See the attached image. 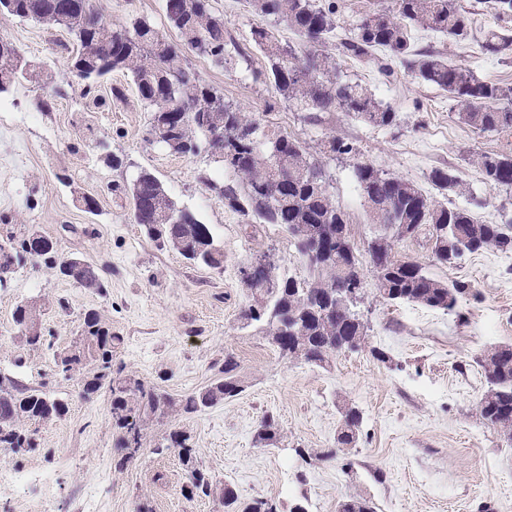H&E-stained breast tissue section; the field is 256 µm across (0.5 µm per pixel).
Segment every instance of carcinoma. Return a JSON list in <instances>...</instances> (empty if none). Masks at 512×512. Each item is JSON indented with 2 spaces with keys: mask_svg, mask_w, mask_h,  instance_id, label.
Here are the masks:
<instances>
[{
  "mask_svg": "<svg viewBox=\"0 0 512 512\" xmlns=\"http://www.w3.org/2000/svg\"><path fill=\"white\" fill-rule=\"evenodd\" d=\"M62 2L72 6L66 29L77 41L71 70L79 71L81 80L88 83L115 71L129 73L141 105L150 113L144 141L162 147L168 138L198 143L200 153L223 164L224 178L215 189L224 206L258 224L278 225L293 239L310 278L286 277L279 267H272L268 278L250 284L249 302L239 315L241 328L265 336L288 359L319 366L329 363L343 347L361 345L367 339V326L356 305L339 293L341 287L353 284L360 261L345 213L328 190L322 163L301 141L286 134L271 135L258 118L224 103L216 88L189 70L190 55L222 70L235 55L248 58L247 49L226 35L224 18L216 14L211 0H165V17L179 32V43L170 41L144 17L114 27L96 13L93 3L84 0H9L0 9V18L25 14L37 22H54L62 13L57 8ZM247 3L259 17L250 30L252 44L266 60L264 68L248 69L253 81L270 85L275 97L296 112L341 109L374 126L393 125L396 112L390 106L378 101L362 83L343 78L336 61L319 52L338 27L336 0ZM486 4L496 26L486 31L483 51L512 53V0H486ZM267 19L287 23L309 52L300 56L282 43L273 27L265 23ZM420 28L461 43L471 35V12L456 0H395V7L376 9L356 21L342 46L359 58L385 52L390 61L403 65L415 78L447 92L465 124L481 131H512V84L480 79L440 54L414 50L413 32ZM16 51L11 41L0 36V83L8 88L21 82L44 89L54 86L55 72L46 63L29 71L16 69ZM475 163L486 185L512 190V153L479 154ZM353 174L373 223L385 229L404 224L430 227L431 251L438 263L451 265L466 254L483 251L512 254V222L482 224L470 210L450 207L416 183L388 176L362 161L354 163ZM428 181L442 191L460 187V180L442 169L432 170ZM129 192L137 205L134 222L143 225L149 237L181 255L196 256L198 263L210 268L224 265V252L215 245L209 225L179 207L156 176L140 172ZM31 235L30 230L4 229L0 234L1 272H8L14 261L25 255L51 257L52 240L45 239L43 250L35 251L28 245ZM397 241L394 233L386 232L367 245L379 296L387 302L453 310L468 286L439 281L417 262L396 257ZM53 264L61 275L70 270V280L85 288H102L96 269L78 257H62ZM80 336L77 350L67 346L55 354L56 374L69 380L89 367L91 371L81 377L83 393L89 396L103 388L108 390L112 418L121 430L117 443L120 467L140 451L147 420L179 412L196 413L243 391L236 375L237 363L231 356L224 358V377L199 392L175 399L123 374L120 368L112 369V353L122 339L112 335L98 313L85 315ZM480 366L487 389L478 403L479 417L512 442V344L487 352ZM66 413L63 400L11 378H0L1 448L17 453L34 447L23 423L44 422ZM361 423L359 410L348 408L337 443H356ZM278 437L275 421L267 417L257 428L254 441L266 447ZM168 441L158 452L166 449L177 454L190 473L184 487L187 497L219 492L226 512H276L267 500L243 502L230 486L219 488L199 464L187 437L172 432Z\"/></svg>",
  "mask_w": 512,
  "mask_h": 512,
  "instance_id": "1",
  "label": "carcinoma"
}]
</instances>
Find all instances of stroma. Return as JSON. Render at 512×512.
Returning a JSON list of instances; mask_svg holds the SVG:
<instances>
[{"label":"stroma","mask_w":512,"mask_h":512,"mask_svg":"<svg viewBox=\"0 0 512 512\" xmlns=\"http://www.w3.org/2000/svg\"><path fill=\"white\" fill-rule=\"evenodd\" d=\"M335 36L323 51L348 79L367 85L392 107L396 122L370 125L342 112L308 113L275 101L270 86L246 80L251 61L234 59L229 71L191 58L197 75L229 102L256 115L266 130L304 142L324 165L328 189L346 215L358 252L375 232L353 178L355 162L428 187L441 167L457 174L463 192L447 193L449 206L465 207L487 224L512 219V193L488 187L476 155L512 152V132H483L462 123L446 92L415 78L401 64L383 74L376 62L344 53L343 40L364 13L393 0H339ZM473 18L468 40L452 43L430 31L414 34L415 50L433 49L479 78L512 82V58L484 55L480 44L495 24L479 0H457ZM98 12L121 26L145 17L167 26L162 0H94ZM0 36L33 62L53 66L58 92L30 84L0 93V220L51 239L57 255L75 256L100 274L101 290L84 288L42 261L29 259L0 275V373L43 389L68 405L66 416L30 423L34 448L0 447V512H224L220 496L187 498L188 481L176 454L164 452L171 432L187 436L197 458L219 484L240 498H266L277 512H338L350 497L373 502L376 512H512V445L477 412L487 388L480 358L491 347L512 344V255L470 254L454 265L437 263L426 234L399 241L397 256L417 261L438 280L463 282L473 292L454 311L384 301L363 265L364 296L358 309L368 342L340 352L319 367L280 356L265 337L239 328L247 301L240 270L270 252L282 273L308 275L287 232L267 224L252 232L227 209L212 187L221 163L206 155L182 156L145 142L150 119L130 75L115 73L85 98L70 70L77 45L59 25L1 19ZM123 99H115L113 89ZM353 146L348 155H324L327 137ZM151 171L167 192L209 224L224 264L189 263L150 239L131 216L124 188ZM94 197L95 213L80 206ZM41 306L51 348L28 346L13 313L18 304ZM100 314L123 342L112 365L181 398L219 378L225 356H234L244 390L193 414L155 418L143 427L142 449L127 463L114 453L118 431L106 391L85 397L80 379L55 373L54 353L78 335L87 312ZM383 350L386 361L372 349ZM363 416L355 446L336 444L344 407ZM273 415L280 437L256 446L253 435ZM163 483H155V473Z\"/></svg>","instance_id":"35a3bbf8"}]
</instances>
